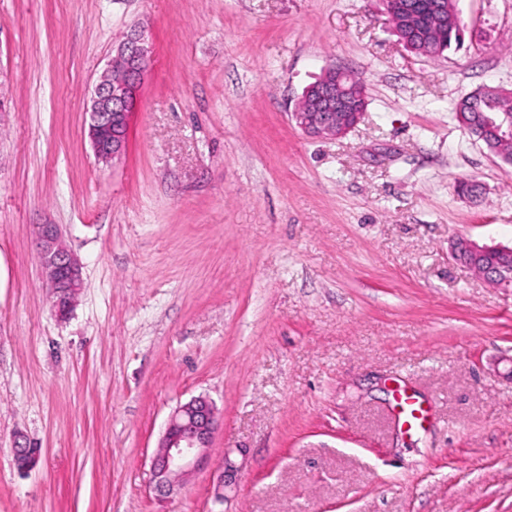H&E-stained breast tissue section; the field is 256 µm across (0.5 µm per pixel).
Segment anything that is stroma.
I'll return each instance as SVG.
<instances>
[{
    "mask_svg": "<svg viewBox=\"0 0 512 512\" xmlns=\"http://www.w3.org/2000/svg\"><path fill=\"white\" fill-rule=\"evenodd\" d=\"M458 8L460 45L427 58L380 0H0V512H512V288L452 256L512 247V166L454 117L512 89V0ZM136 25L149 67L107 166L90 92ZM330 65L369 104L312 137L292 112ZM47 223L82 264L64 320ZM398 384L429 410L410 434ZM199 395L209 459L158 496ZM217 426L215 407L206 397H194L176 407L151 460L154 489L159 495L171 494L207 462Z\"/></svg>",
    "mask_w": 512,
    "mask_h": 512,
    "instance_id": "1",
    "label": "stroma"
}]
</instances>
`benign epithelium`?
Wrapping results in <instances>:
<instances>
[{"label":"benign epithelium","instance_id":"benign-epithelium-1","mask_svg":"<svg viewBox=\"0 0 512 512\" xmlns=\"http://www.w3.org/2000/svg\"><path fill=\"white\" fill-rule=\"evenodd\" d=\"M149 63V46L143 32H134L119 45L109 67L96 84L88 112L87 133L96 157L109 163L126 150L130 118L139 105L141 81ZM336 80L319 91L323 113L313 120L318 136L345 133L336 115L348 112L342 84V69ZM37 250L53 306L64 318L71 311L82 287L81 266L67 248L57 224H41L37 232ZM218 419L213 403L198 396L179 405L169 416L159 449L151 460L154 489L169 495L200 465L207 462ZM23 457L16 463L23 473L37 463L40 449L30 446L13 448Z\"/></svg>","mask_w":512,"mask_h":512}]
</instances>
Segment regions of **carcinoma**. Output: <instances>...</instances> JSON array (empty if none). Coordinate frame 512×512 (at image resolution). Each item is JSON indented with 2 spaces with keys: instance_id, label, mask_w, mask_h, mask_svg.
Returning <instances> with one entry per match:
<instances>
[{
  "instance_id": "cac0c4a2",
  "label": "carcinoma",
  "mask_w": 512,
  "mask_h": 512,
  "mask_svg": "<svg viewBox=\"0 0 512 512\" xmlns=\"http://www.w3.org/2000/svg\"><path fill=\"white\" fill-rule=\"evenodd\" d=\"M387 17L391 31L400 40V44L416 55L439 57L462 39L456 0H441V10L438 12L414 13L407 17L389 13ZM344 87L348 89L350 97L368 105L365 85L353 72H347ZM480 112L512 115V90L478 87L460 99L455 119L475 137L477 133L473 124ZM453 247L460 252V259L486 279L494 274L512 276V255L508 253L492 251L476 256L463 247L460 237L453 242Z\"/></svg>"
}]
</instances>
